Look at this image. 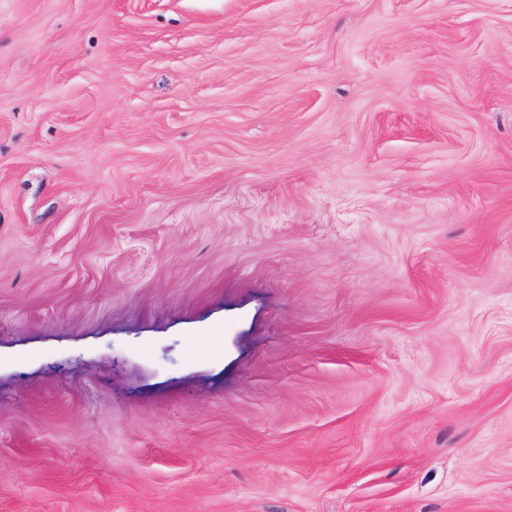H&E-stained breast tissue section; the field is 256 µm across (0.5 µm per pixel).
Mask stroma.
<instances>
[{"label": "stroma", "instance_id": "stroma-1", "mask_svg": "<svg viewBox=\"0 0 512 512\" xmlns=\"http://www.w3.org/2000/svg\"><path fill=\"white\" fill-rule=\"evenodd\" d=\"M0 512H512V0H0Z\"/></svg>", "mask_w": 512, "mask_h": 512}]
</instances>
